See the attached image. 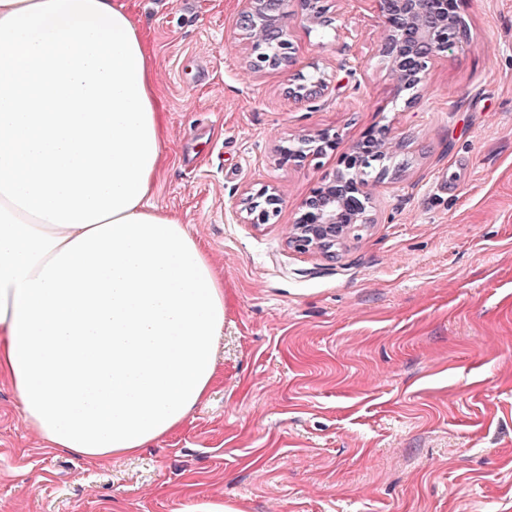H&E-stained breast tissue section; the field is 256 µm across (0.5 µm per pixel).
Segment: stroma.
I'll list each match as a JSON object with an SVG mask.
<instances>
[{
    "instance_id": "obj_1",
    "label": "stroma",
    "mask_w": 512,
    "mask_h": 512,
    "mask_svg": "<svg viewBox=\"0 0 512 512\" xmlns=\"http://www.w3.org/2000/svg\"><path fill=\"white\" fill-rule=\"evenodd\" d=\"M124 2L165 112L153 201L224 282L219 380L178 430L103 463L46 447L0 382V512H512V0H462L469 39L411 103L376 52L377 0H326V28L287 18L295 69L329 83L309 101L250 70L242 0ZM381 128L410 164L368 182L374 223L333 261L289 248L339 154ZM319 130L336 150L279 165ZM264 186L281 210L255 226ZM247 213L251 224H266L279 212L280 198L268 187H262L247 199Z\"/></svg>"
}]
</instances>
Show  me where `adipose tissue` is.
Returning <instances> with one entry per match:
<instances>
[{"label": "adipose tissue", "mask_w": 512, "mask_h": 512, "mask_svg": "<svg viewBox=\"0 0 512 512\" xmlns=\"http://www.w3.org/2000/svg\"><path fill=\"white\" fill-rule=\"evenodd\" d=\"M156 83L122 0H0V381L91 462L173 433L216 381L224 284L152 201Z\"/></svg>", "instance_id": "adipose-tissue-1"}]
</instances>
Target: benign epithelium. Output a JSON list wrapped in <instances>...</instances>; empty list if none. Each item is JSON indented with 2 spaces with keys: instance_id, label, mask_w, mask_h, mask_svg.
I'll use <instances>...</instances> for the list:
<instances>
[{
  "instance_id": "obj_1",
  "label": "benign epithelium",
  "mask_w": 512,
  "mask_h": 512,
  "mask_svg": "<svg viewBox=\"0 0 512 512\" xmlns=\"http://www.w3.org/2000/svg\"><path fill=\"white\" fill-rule=\"evenodd\" d=\"M300 20L312 27L332 25L322 0H295ZM385 37L378 53L389 64L398 91L413 90L422 83L433 63L467 40L466 25L459 13V0H379ZM290 0H244L239 27L247 39L248 66L254 72L293 65L292 43L286 19ZM328 90L327 79L299 71L288 84V97L319 98ZM389 132L370 131L349 151L342 153L336 171L322 179L302 205L293 224L289 245L300 253H318L336 259L337 249L374 222L371 201L364 191L362 172L367 158L387 142ZM336 136L321 132L314 137L288 140L279 149L282 165L311 161L336 150ZM280 198L267 187L249 195L247 213L252 224H266L279 212Z\"/></svg>"
}]
</instances>
